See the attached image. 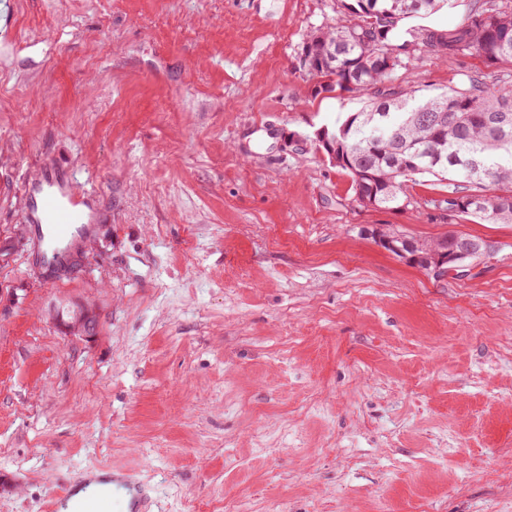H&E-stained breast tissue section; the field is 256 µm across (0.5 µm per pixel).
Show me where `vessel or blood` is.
<instances>
[{
	"label": "vessel or blood",
	"instance_id": "1",
	"mask_svg": "<svg viewBox=\"0 0 512 512\" xmlns=\"http://www.w3.org/2000/svg\"><path fill=\"white\" fill-rule=\"evenodd\" d=\"M21 191L28 204V221L48 263L60 261L62 246L73 234L91 232L94 191L80 188L48 168L40 169ZM91 487L95 495H89L78 512H153L149 489L119 471L87 483L63 482L52 504L54 512Z\"/></svg>",
	"mask_w": 512,
	"mask_h": 512
}]
</instances>
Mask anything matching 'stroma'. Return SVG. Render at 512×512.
Returning <instances> with one entry per match:
<instances>
[{
	"label": "stroma",
	"instance_id": "35a3bbf8",
	"mask_svg": "<svg viewBox=\"0 0 512 512\" xmlns=\"http://www.w3.org/2000/svg\"><path fill=\"white\" fill-rule=\"evenodd\" d=\"M0 45V512L129 471L155 512H512V224L449 219L442 182L359 206L314 143L361 94H314L337 0H12ZM455 0L402 38L460 23ZM415 46L398 88L485 71ZM93 188L72 262L40 260L23 182ZM495 250L433 275L375 243ZM96 318L86 338L69 326Z\"/></svg>",
	"mask_w": 512,
	"mask_h": 512
}]
</instances>
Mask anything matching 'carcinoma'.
Masks as SVG:
<instances>
[{"mask_svg": "<svg viewBox=\"0 0 512 512\" xmlns=\"http://www.w3.org/2000/svg\"><path fill=\"white\" fill-rule=\"evenodd\" d=\"M351 13L348 23L322 29L324 42L311 48L312 72L328 92L358 91L367 105L329 129L346 159L336 167L351 179L354 192L375 196L381 208L395 209L407 198L408 183L431 175L452 186L448 205L483 224H512V83L488 82L478 72L446 93L418 98L388 85L402 64L407 45L390 60L392 35L406 18L439 10L446 0H339ZM416 39L440 61L473 51L487 66L512 68V0H494L470 11L464 23L424 29ZM416 112L450 115L439 163L414 153L429 143L431 131L410 119ZM406 173H398V167Z\"/></svg>", "mask_w": 512, "mask_h": 512, "instance_id": "obj_1", "label": "carcinoma"}]
</instances>
